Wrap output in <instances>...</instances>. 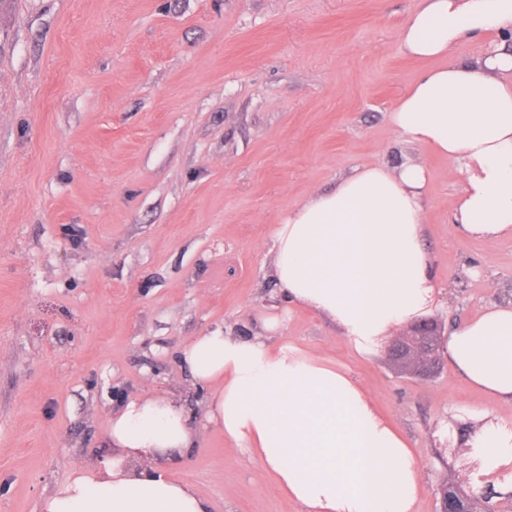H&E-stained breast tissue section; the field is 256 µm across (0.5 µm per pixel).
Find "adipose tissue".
<instances>
[{"label":"adipose tissue","mask_w":512,"mask_h":512,"mask_svg":"<svg viewBox=\"0 0 512 512\" xmlns=\"http://www.w3.org/2000/svg\"><path fill=\"white\" fill-rule=\"evenodd\" d=\"M489 38L474 58L456 53ZM405 55L433 61L387 114L397 137L457 165L455 228L494 244L512 235V0H414L398 33ZM427 169L354 167L327 192L281 215L271 278L279 295L337 326L362 355L430 313L441 291L422 237ZM280 315L251 336L216 327L181 352L193 381L212 388L206 418L250 451L262 478L305 512H416L422 469L414 449L345 369L288 343ZM438 352L471 387L512 405V300L456 325ZM459 444L483 449L485 481L512 466V421L473 412ZM197 434L173 398L142 395L113 412L112 455L71 476L40 512H210L170 474Z\"/></svg>","instance_id":"ef3b65f1"}]
</instances>
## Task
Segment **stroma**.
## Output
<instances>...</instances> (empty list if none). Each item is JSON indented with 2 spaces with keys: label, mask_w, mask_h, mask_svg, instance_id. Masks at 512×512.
<instances>
[{
  "label": "stroma",
  "mask_w": 512,
  "mask_h": 512,
  "mask_svg": "<svg viewBox=\"0 0 512 512\" xmlns=\"http://www.w3.org/2000/svg\"><path fill=\"white\" fill-rule=\"evenodd\" d=\"M411 0H9L0 9V512H39L108 455L122 398L171 393L198 430L175 467L211 512H302L258 460L204 426L180 352L222 324L286 315L279 340L348 369L423 466L417 512L451 479L464 412L512 406L448 365L411 377L279 298V216L353 167L429 172L423 224L449 331L512 296V237L455 232V165L400 142L386 115L427 62L404 55Z\"/></svg>",
  "instance_id": "1"
}]
</instances>
